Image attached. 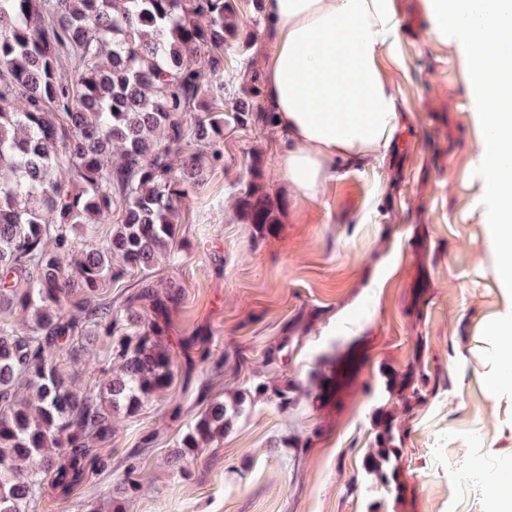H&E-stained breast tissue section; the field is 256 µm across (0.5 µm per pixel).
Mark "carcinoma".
Wrapping results in <instances>:
<instances>
[{"label":"carcinoma","instance_id":"obj_1","mask_svg":"<svg viewBox=\"0 0 512 512\" xmlns=\"http://www.w3.org/2000/svg\"><path fill=\"white\" fill-rule=\"evenodd\" d=\"M251 2L248 29L237 0H0V512H29L45 487L66 496L107 470L114 417H135L174 381L162 317L178 288L144 279L121 308L112 284L177 245L181 201L223 161L225 126L275 125L249 56L264 0ZM231 52L244 72L226 114ZM234 208L258 241L280 224L257 154ZM82 239L95 247L79 250ZM15 311L29 317L22 328L7 319ZM99 339L112 368L81 387L61 358ZM423 348L419 336L405 367L379 370L366 472L380 493L366 512L403 499L405 424L438 383ZM261 396L286 412L298 385L258 383L226 401L202 384L178 469ZM138 485L131 462L117 495Z\"/></svg>","mask_w":512,"mask_h":512}]
</instances>
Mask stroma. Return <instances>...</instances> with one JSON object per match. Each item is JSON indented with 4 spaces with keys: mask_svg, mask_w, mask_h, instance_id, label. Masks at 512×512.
I'll list each match as a JSON object with an SVG mask.
<instances>
[{
    "mask_svg": "<svg viewBox=\"0 0 512 512\" xmlns=\"http://www.w3.org/2000/svg\"><path fill=\"white\" fill-rule=\"evenodd\" d=\"M394 6L399 38L379 59L405 117L392 145L358 161L337 158L311 197L283 174L288 143L279 127L226 128L223 163L183 201L187 248L152 270L182 286L164 336L178 364L200 360L207 346L230 358L213 396L287 378L305 393L315 372L342 368L352 351L356 367L322 403L304 397L282 412L246 402L223 440L182 471L170 456L195 419L203 377L176 373L136 417L116 423L107 471L66 497L45 489L31 512H74L91 492L105 504L135 450L140 487L123 512H365L370 389L380 366L412 358L420 336L442 383L409 424L406 494L389 512H485L487 493L471 467L512 457V405L482 386V330L505 302L477 204L478 115L458 41L434 34L424 0ZM255 153L283 203L277 233L261 241L234 209ZM417 288L430 299L420 319L406 312ZM196 332L207 346H188ZM283 342L287 350L268 363ZM298 437L309 446L287 447Z\"/></svg>",
    "mask_w": 512,
    "mask_h": 512,
    "instance_id": "1",
    "label": "stroma"
}]
</instances>
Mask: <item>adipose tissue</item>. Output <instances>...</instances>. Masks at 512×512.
<instances>
[{
    "mask_svg": "<svg viewBox=\"0 0 512 512\" xmlns=\"http://www.w3.org/2000/svg\"><path fill=\"white\" fill-rule=\"evenodd\" d=\"M274 50L269 98L288 138V179L315 195L337 157L387 148L403 117L379 58L400 23L393 0H266ZM490 512H512V461L477 474Z\"/></svg>",
    "mask_w": 512,
    "mask_h": 512,
    "instance_id": "adipose-tissue-1",
    "label": "adipose tissue"
}]
</instances>
